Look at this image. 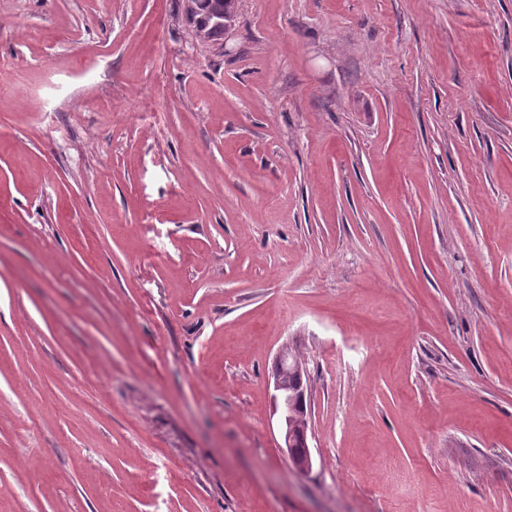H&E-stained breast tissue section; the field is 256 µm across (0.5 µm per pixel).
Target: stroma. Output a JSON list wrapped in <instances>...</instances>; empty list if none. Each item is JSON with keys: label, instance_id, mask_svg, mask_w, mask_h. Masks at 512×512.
<instances>
[{"label": "stroma", "instance_id": "35a3bbf8", "mask_svg": "<svg viewBox=\"0 0 512 512\" xmlns=\"http://www.w3.org/2000/svg\"><path fill=\"white\" fill-rule=\"evenodd\" d=\"M237 6L0 0V512H512V0ZM277 360L282 364L281 371L273 373L274 402L278 413V425L283 445L282 452L294 468L300 472L312 469V457L308 445V413L297 411V397L291 389L290 380L294 375L306 373L305 367L297 358L290 362L288 349H282ZM289 361V364H288ZM300 429L306 438V451L298 454L296 448V430Z\"/></svg>", "mask_w": 512, "mask_h": 512}]
</instances>
